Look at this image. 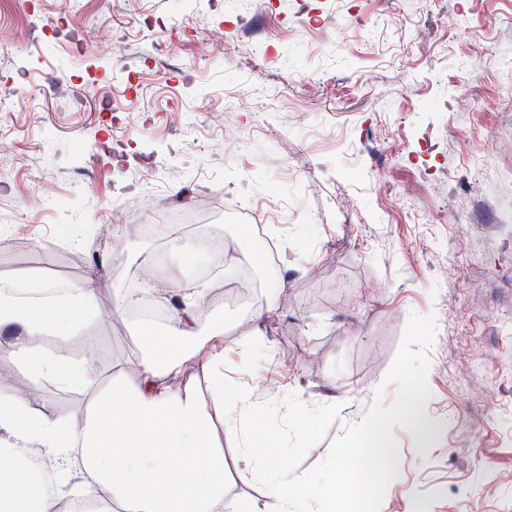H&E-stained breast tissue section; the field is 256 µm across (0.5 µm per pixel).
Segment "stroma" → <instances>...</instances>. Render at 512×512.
<instances>
[{"label":"stroma","mask_w":512,"mask_h":512,"mask_svg":"<svg viewBox=\"0 0 512 512\" xmlns=\"http://www.w3.org/2000/svg\"><path fill=\"white\" fill-rule=\"evenodd\" d=\"M0 0V290L38 274L103 284L82 334L104 384L130 381L144 320L115 314L169 240L217 236L234 265L205 280L198 333L263 402L341 404L299 465L360 421L410 314L436 317L427 442L394 427L399 475L379 512H512V0ZM109 30L108 39L97 36ZM224 107L216 117L214 103ZM164 226L141 237L112 221ZM202 210L201 223H167ZM268 213L255 263L238 227ZM251 301L233 303L242 274ZM275 302L276 314L255 320ZM81 416L82 392L28 393ZM224 501L273 512L221 418Z\"/></svg>","instance_id":"stroma-1"}]
</instances>
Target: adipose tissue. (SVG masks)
<instances>
[{
    "instance_id": "ef3b65f1",
    "label": "adipose tissue",
    "mask_w": 512,
    "mask_h": 512,
    "mask_svg": "<svg viewBox=\"0 0 512 512\" xmlns=\"http://www.w3.org/2000/svg\"><path fill=\"white\" fill-rule=\"evenodd\" d=\"M99 288L98 278L89 276L75 289L71 309L49 298H0V351L12 357L31 385L51 382L95 394L77 424L64 416L31 414L22 397L0 388V512H62L61 489L73 467L83 475V489L104 493L94 512H224V454L210 445V411L170 382L192 362L210 373L215 400L228 397L223 333L194 347L183 345L193 333L204 287L184 284L179 316L165 328L141 332L144 348L134 364L136 384L107 391L99 388L93 348H85L76 361L66 356L97 314ZM47 338L53 350L43 348ZM224 430L233 439H244L247 455L258 463L256 479L275 500L274 512H305L304 499L314 489L331 501L348 496L354 487L355 467L346 458L331 461L325 481L298 478L274 437L244 430L242 417L231 411ZM34 434L51 456L53 471L30 456L26 443Z\"/></svg>"
}]
</instances>
